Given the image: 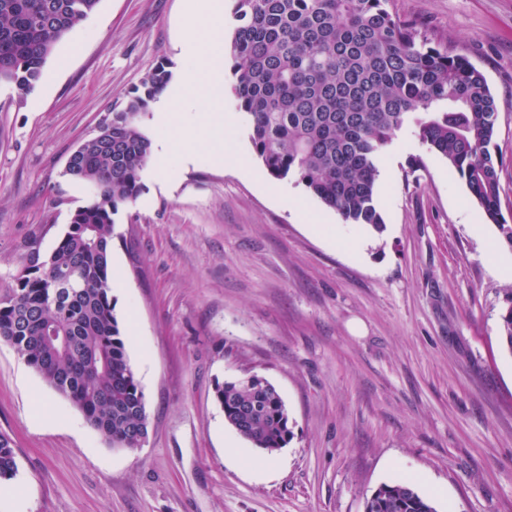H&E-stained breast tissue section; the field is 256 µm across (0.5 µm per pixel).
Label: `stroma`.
<instances>
[{
    "instance_id": "35a3bbf8",
    "label": "stroma",
    "mask_w": 512,
    "mask_h": 512,
    "mask_svg": "<svg viewBox=\"0 0 512 512\" xmlns=\"http://www.w3.org/2000/svg\"><path fill=\"white\" fill-rule=\"evenodd\" d=\"M196 0H100L55 47L29 94L0 82V292L27 244L50 252L89 191L65 163L158 62L200 65ZM429 39L468 56L499 112L502 212L512 224V0H391ZM224 119L194 139L199 108ZM169 145L114 215L111 277L149 434L110 447L0 342V432L15 443L22 510L0 512H364L409 481L437 512H512V353L500 314L512 246L472 227L479 204L413 129L380 164L383 232L344 223L257 158L231 91L207 80L172 97ZM265 377L293 438L266 456L224 420L215 387Z\"/></svg>"
}]
</instances>
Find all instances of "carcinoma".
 I'll list each match as a JSON object with an SVG mask.
<instances>
[{
    "instance_id": "cac0c4a2",
    "label": "carcinoma",
    "mask_w": 512,
    "mask_h": 512,
    "mask_svg": "<svg viewBox=\"0 0 512 512\" xmlns=\"http://www.w3.org/2000/svg\"><path fill=\"white\" fill-rule=\"evenodd\" d=\"M390 0H233L236 25L224 55L257 157L275 179L294 178L347 224L380 232L379 160L414 129L448 161L512 246L501 212L498 126L485 76L448 45L396 16ZM99 0H0V82L23 94L44 77L56 45ZM172 71L156 65L112 110V132L85 145L64 175L91 187L48 254L29 245L15 287L0 294V341L67 399L111 447L148 436L145 395L112 302L113 215L136 199L151 157L142 122ZM512 353V297L500 315ZM224 419L268 454L292 437L276 388L257 374L215 387ZM17 474L12 439L0 433V482ZM365 512H436L409 484H384Z\"/></svg>"
}]
</instances>
